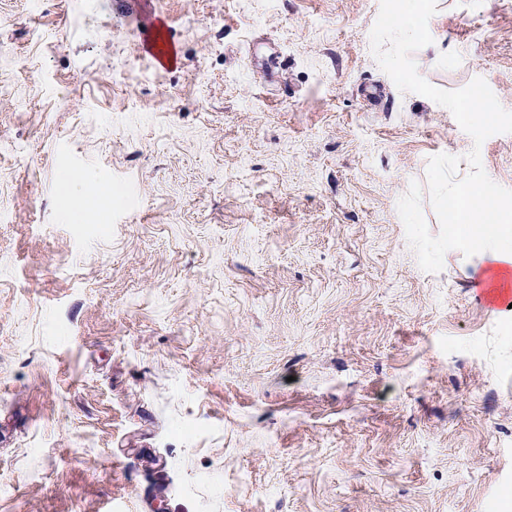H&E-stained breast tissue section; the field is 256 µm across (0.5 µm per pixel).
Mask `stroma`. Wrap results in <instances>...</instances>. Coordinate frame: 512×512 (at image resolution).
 I'll use <instances>...</instances> for the list:
<instances>
[{"label":"stroma","mask_w":512,"mask_h":512,"mask_svg":"<svg viewBox=\"0 0 512 512\" xmlns=\"http://www.w3.org/2000/svg\"><path fill=\"white\" fill-rule=\"evenodd\" d=\"M379 10L0 0V512H512V308L397 211L473 140ZM428 29L423 78L512 111V0ZM480 154L512 189V133Z\"/></svg>","instance_id":"1"}]
</instances>
